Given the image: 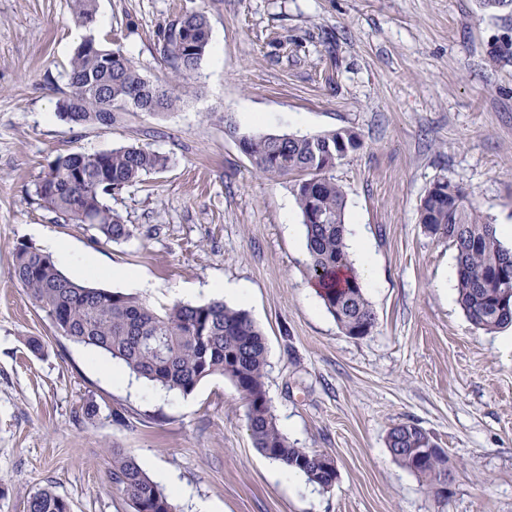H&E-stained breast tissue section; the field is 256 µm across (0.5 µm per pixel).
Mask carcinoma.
I'll use <instances>...</instances> for the list:
<instances>
[{"label": "carcinoma", "instance_id": "obj_1", "mask_svg": "<svg viewBox=\"0 0 512 512\" xmlns=\"http://www.w3.org/2000/svg\"><path fill=\"white\" fill-rule=\"evenodd\" d=\"M73 16L93 21L97 0H70ZM210 26L201 10L185 14L165 35L164 59L171 76L162 82L145 78L121 49L82 41L70 62L68 81L73 117L80 126H110L115 112L162 114L177 108L193 92V77L209 43ZM349 152L363 146L351 129L315 135L253 134L241 138L242 151L269 177L297 175L294 192L306 231L308 274L328 312L342 332L359 338L375 325L349 258L345 232L346 193L332 171L336 145ZM168 157L134 145L96 153L57 157L39 182L40 205L64 224H83L108 242L134 236L106 201L109 191L133 185L167 167ZM419 223L424 232L450 242L456 250L458 303L475 328L493 333L512 326V293L501 305L498 275L509 276L512 249L453 182L421 200ZM12 276L30 293L55 331L65 339L123 366L130 376L168 392L192 393L205 379L229 380L246 405L254 447L272 460L287 463L322 490L336 482V471L322 468L321 454L296 448L279 429L265 390L267 349L260 329L240 309L221 300L205 304L176 303L157 311L139 298L75 282L39 249L20 243L14 250ZM417 426L390 429L387 448L396 462L430 487L448 480V455L439 451L419 457ZM112 481L133 512H177L171 498L130 455L112 449ZM28 512H71L70 504L50 486L38 488Z\"/></svg>", "mask_w": 512, "mask_h": 512}]
</instances>
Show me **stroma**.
Masks as SVG:
<instances>
[{"instance_id": "obj_1", "label": "stroma", "mask_w": 512, "mask_h": 512, "mask_svg": "<svg viewBox=\"0 0 512 512\" xmlns=\"http://www.w3.org/2000/svg\"><path fill=\"white\" fill-rule=\"evenodd\" d=\"M205 11L210 40L195 93L165 114L117 113L111 126L61 120L67 71L87 36L121 48L151 80L167 73L161 31ZM265 115L264 123L248 113ZM303 123H293V116ZM351 129L363 139L333 172L376 325L346 336L308 270L294 177L259 173L239 145L257 133ZM132 144L166 170L113 193L136 232L113 243L56 222L37 184L56 156ZM447 178L483 218L512 225V9L479 0H98L81 25L69 0H0V512H27L49 485L71 512H131L111 449L183 487L178 512H512V327L477 330L457 302L456 251L419 222ZM40 227L34 235L32 227ZM69 242L101 266L138 271L155 309L203 304L214 280L246 282L242 305L267 342L265 388L289 442L331 456L327 491L275 478L253 445L245 404L215 376L188 395L112 380L111 360L58 335L11 275L21 242ZM40 338L42 351L26 342ZM98 404L87 420V401ZM402 423L448 454L447 501L396 463Z\"/></svg>"}]
</instances>
